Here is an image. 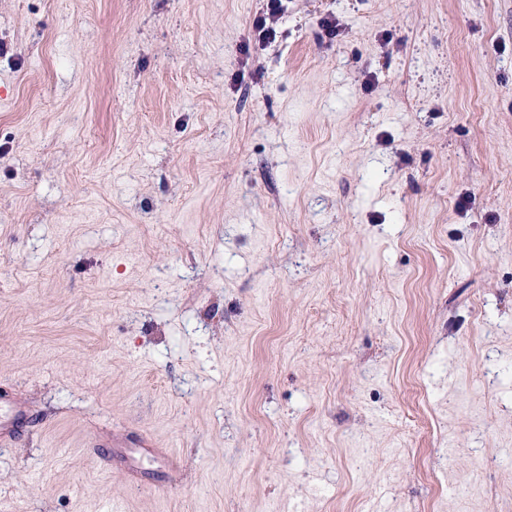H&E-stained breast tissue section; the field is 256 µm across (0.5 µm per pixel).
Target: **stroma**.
I'll return each instance as SVG.
<instances>
[{
    "mask_svg": "<svg viewBox=\"0 0 512 512\" xmlns=\"http://www.w3.org/2000/svg\"><path fill=\"white\" fill-rule=\"evenodd\" d=\"M267 6L0 0V512H512V0Z\"/></svg>",
    "mask_w": 512,
    "mask_h": 512,
    "instance_id": "1",
    "label": "stroma"
}]
</instances>
